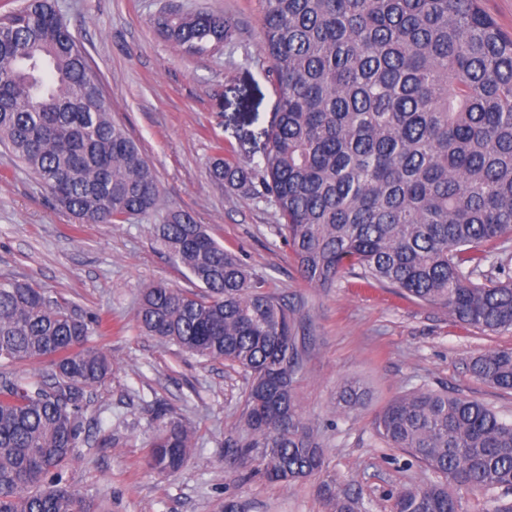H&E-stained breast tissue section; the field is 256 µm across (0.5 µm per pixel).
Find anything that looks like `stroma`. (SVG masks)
I'll return each instance as SVG.
<instances>
[{
	"instance_id": "1",
	"label": "stroma",
	"mask_w": 512,
	"mask_h": 512,
	"mask_svg": "<svg viewBox=\"0 0 512 512\" xmlns=\"http://www.w3.org/2000/svg\"><path fill=\"white\" fill-rule=\"evenodd\" d=\"M86 50L112 103V119L138 140L157 175L161 204L121 224H78L58 210L39 180L0 147V275L38 284L102 326L88 347L112 361L84 411L88 441L64 470L102 512H327L325 489L357 498L362 512H392L397 489L432 475L375 435L372 418L420 387L476 398L512 418V392L477 381L473 356L512 348V331L485 332L385 286L338 281L312 288L277 234L274 207L209 178L216 143L244 166L257 162L278 93L267 77L261 0H55ZM231 17L235 38L217 53L185 55L151 20L162 7ZM182 209L265 280L294 311L304 339L294 398L326 453L322 474L274 483L228 448L238 439L248 373L161 344L136 325L140 292L164 281L192 288L184 268L158 245L154 227ZM348 379L368 391L364 406L336 410ZM176 418L193 432L183 467L148 465L159 426Z\"/></svg>"
}]
</instances>
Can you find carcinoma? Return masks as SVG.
Instances as JSON below:
<instances>
[{
  "label": "carcinoma",
  "mask_w": 512,
  "mask_h": 512,
  "mask_svg": "<svg viewBox=\"0 0 512 512\" xmlns=\"http://www.w3.org/2000/svg\"><path fill=\"white\" fill-rule=\"evenodd\" d=\"M263 50L279 88L262 159L220 156L210 177L269 201L301 280L350 275L387 285L474 328L512 330V270L490 243L512 242V35L482 0H263ZM153 27L188 55L231 40L218 13L160 11ZM0 145L80 224L155 210L161 192L140 145L112 122L88 56L52 0L0 17ZM197 289L143 288L138 327L252 378L239 457L271 482L323 470L325 452L293 395L302 350L293 310L184 211L155 227ZM489 266L497 277L483 270ZM94 323L44 289L0 276V512H96L64 468L85 442L83 407L112 373L86 347ZM46 361V375L8 367ZM472 375L512 390V349L479 355ZM346 381L336 411L363 403ZM377 437L439 479L403 488L393 512H459L456 486L512 492V422L485 403L420 388L374 418ZM191 447L180 422L159 427L149 465L178 471ZM329 512H360L327 489Z\"/></svg>",
  "instance_id": "obj_1"
}]
</instances>
